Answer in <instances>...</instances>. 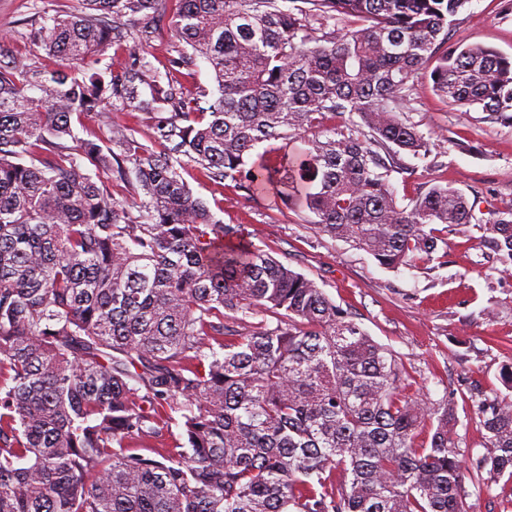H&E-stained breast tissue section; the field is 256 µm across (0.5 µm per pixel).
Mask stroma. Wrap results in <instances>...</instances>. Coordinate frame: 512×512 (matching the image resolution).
<instances>
[{
  "instance_id": "1",
  "label": "stroma",
  "mask_w": 512,
  "mask_h": 512,
  "mask_svg": "<svg viewBox=\"0 0 512 512\" xmlns=\"http://www.w3.org/2000/svg\"><path fill=\"white\" fill-rule=\"evenodd\" d=\"M82 0H0V55H40L23 40L26 19L35 12L81 13ZM150 46L134 40L112 46L121 69L132 53L165 64L175 38L161 18ZM457 46L480 43L512 55V11L501 0H471L448 32ZM408 119L433 146L428 158L406 157L391 175L401 204L440 184L476 203L472 223L444 231L445 254L393 271L367 252L319 232L302 210L285 208L271 193L254 194L233 182L218 184L186 165L183 176L224 224L239 228L245 241L315 281L378 343L388 347L406 372L409 395L426 402L449 396L457 405L456 433L466 456L484 451L485 431L472 397L506 394L502 375L512 366V265L500 261L484 224L512 210V125L485 120L483 113L450 107L430 81L415 79ZM167 110L138 112L105 106L78 125L79 138L107 141L112 126L131 129L142 141Z\"/></svg>"
}]
</instances>
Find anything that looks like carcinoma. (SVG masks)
<instances>
[{"instance_id": "obj_1", "label": "carcinoma", "mask_w": 512, "mask_h": 512, "mask_svg": "<svg viewBox=\"0 0 512 512\" xmlns=\"http://www.w3.org/2000/svg\"><path fill=\"white\" fill-rule=\"evenodd\" d=\"M83 2L31 21L53 67L0 59V512H473L455 402L404 395L390 349L182 176L191 162L272 190L385 269L432 259L447 246L435 225L471 223L474 205L441 185L398 202L391 172L432 146L403 118L411 81L512 123V56L448 43L471 0H172L174 55L119 71L104 53L123 29L148 42L167 0ZM198 57L218 96L186 101L173 72ZM115 100L172 109L146 144L110 128L136 216L93 177L117 155L74 133ZM483 231L512 264V212ZM476 413L473 485L512 491V400L485 395Z\"/></svg>"}]
</instances>
